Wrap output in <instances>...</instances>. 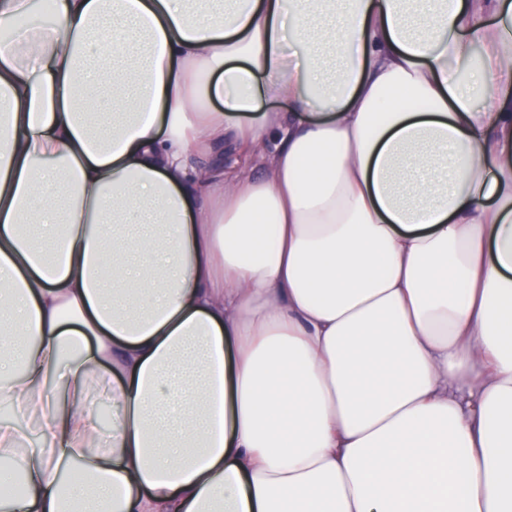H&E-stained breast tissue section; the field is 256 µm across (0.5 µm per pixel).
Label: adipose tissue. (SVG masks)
I'll use <instances>...</instances> for the list:
<instances>
[{"label": "adipose tissue", "instance_id": "adipose-tissue-1", "mask_svg": "<svg viewBox=\"0 0 512 512\" xmlns=\"http://www.w3.org/2000/svg\"><path fill=\"white\" fill-rule=\"evenodd\" d=\"M0 398V512H512V0H0ZM0 422L17 425L26 438V448L33 445L38 438L37 422L35 419L23 416L13 405L0 401Z\"/></svg>", "mask_w": 512, "mask_h": 512}]
</instances>
